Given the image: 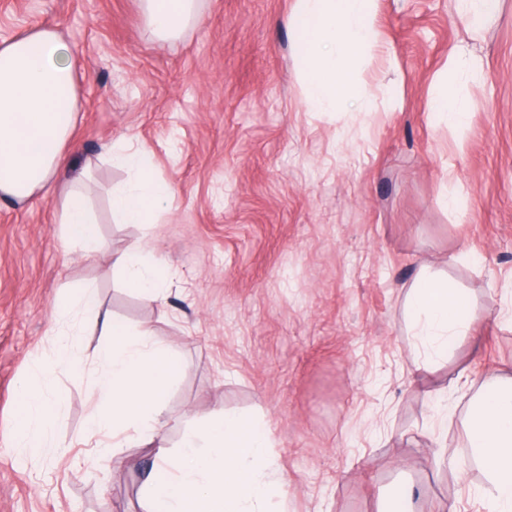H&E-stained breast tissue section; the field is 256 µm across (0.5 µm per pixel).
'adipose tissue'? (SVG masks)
Listing matches in <instances>:
<instances>
[{
  "instance_id": "ef3b65f1",
  "label": "adipose tissue",
  "mask_w": 512,
  "mask_h": 512,
  "mask_svg": "<svg viewBox=\"0 0 512 512\" xmlns=\"http://www.w3.org/2000/svg\"><path fill=\"white\" fill-rule=\"evenodd\" d=\"M198 0H140L147 27L157 40L180 37L198 23ZM376 0H296L291 19L299 33L296 49L306 106L313 112L352 107L373 109L374 97L353 83L354 59L375 36ZM78 59L65 36L37 26L0 44V199L20 206L32 197L60 188V221L67 241L81 243L86 254L99 246L96 221L83 184V168L67 183L59 178L71 161L66 152L79 112ZM102 156L128 173L112 188L113 214L126 224H149L173 196L171 185L150 166L142 146L132 139L104 148ZM131 290L162 299L164 266L148 261L142 250L117 256ZM408 319L426 354H446L456 337L471 330L464 295L450 282L421 275L406 300ZM101 333L108 343L99 356L94 393L103 408L88 425L90 437L111 436L113 448L132 439L149 441L166 425L164 411L182 357L158 343L149 326H128L105 318ZM19 392L26 403L18 438L36 452L52 445L53 407L44 393L27 383ZM465 430L471 455L483 468L482 497L489 512H512V377L487 376L470 400Z\"/></svg>"
}]
</instances>
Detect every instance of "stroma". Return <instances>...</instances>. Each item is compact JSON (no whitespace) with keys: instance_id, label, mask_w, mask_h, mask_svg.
<instances>
[{"instance_id":"stroma-1","label":"stroma","mask_w":512,"mask_h":512,"mask_svg":"<svg viewBox=\"0 0 512 512\" xmlns=\"http://www.w3.org/2000/svg\"><path fill=\"white\" fill-rule=\"evenodd\" d=\"M293 8L201 0L202 22L160 42L138 0H0V41L50 24L80 53L71 160L96 162L105 243L90 258L65 243L57 195L0 201V512H144L151 448L112 459L87 435L106 338L62 306L84 285L181 352L169 453L223 409L267 426L286 512H377L403 481L418 512H485L462 421L486 375L512 376V0L476 33L451 0H378L377 45L355 66L371 112L306 109ZM462 41L477 70H449ZM448 85L467 101L458 124L429 109ZM124 135L173 188L161 223L112 216L126 174L99 155ZM146 244L171 266L163 305L112 266ZM425 269L470 303L472 332L443 358L405 318ZM68 350L75 363L44 383L61 401L54 445L23 452L18 384Z\"/></svg>"}]
</instances>
